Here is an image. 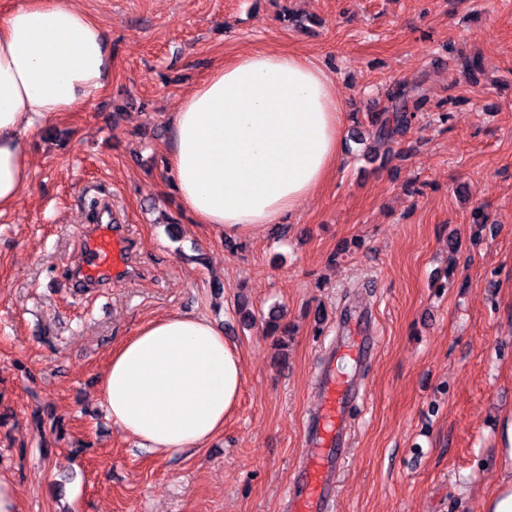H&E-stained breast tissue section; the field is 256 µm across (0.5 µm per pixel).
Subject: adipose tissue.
Segmentation results:
<instances>
[{
    "label": "adipose tissue",
    "mask_w": 512,
    "mask_h": 512,
    "mask_svg": "<svg viewBox=\"0 0 512 512\" xmlns=\"http://www.w3.org/2000/svg\"><path fill=\"white\" fill-rule=\"evenodd\" d=\"M112 70L106 32L70 0L0 13V214L28 188L27 138L93 104ZM346 114L308 58L258 51L217 68L169 119L167 174L194 223L237 238L284 221L327 178ZM243 361L223 328L175 312L111 353L99 397L141 447L205 448L237 408Z\"/></svg>",
    "instance_id": "ef3b65f1"
}]
</instances>
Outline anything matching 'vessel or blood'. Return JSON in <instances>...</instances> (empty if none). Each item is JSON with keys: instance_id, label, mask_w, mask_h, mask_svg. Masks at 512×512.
I'll return each mask as SVG.
<instances>
[{"instance_id": "b4317fda", "label": "vessel or blood", "mask_w": 512, "mask_h": 512, "mask_svg": "<svg viewBox=\"0 0 512 512\" xmlns=\"http://www.w3.org/2000/svg\"><path fill=\"white\" fill-rule=\"evenodd\" d=\"M82 248L67 264L72 287L94 291L132 276L129 236L124 225L105 215L80 228ZM355 338L331 344L314 389L319 404L303 429V454L284 498L283 512H333L336 483L350 443V413L362 394L357 380L337 375L335 360L351 357L358 369L369 364L377 338L368 311H360Z\"/></svg>"}]
</instances>
